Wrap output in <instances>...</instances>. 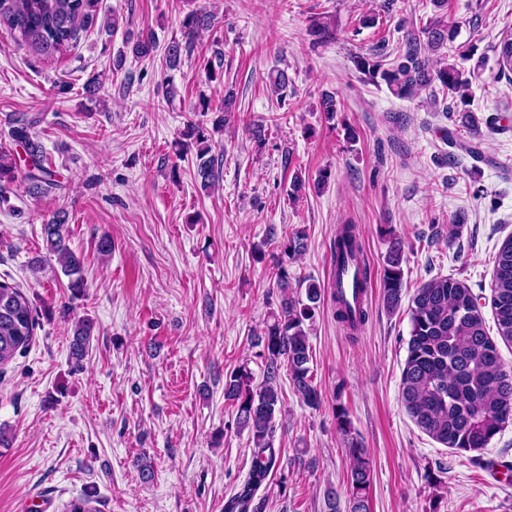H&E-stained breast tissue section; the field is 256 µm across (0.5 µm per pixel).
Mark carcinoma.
Returning <instances> with one entry per match:
<instances>
[{"mask_svg":"<svg viewBox=\"0 0 512 512\" xmlns=\"http://www.w3.org/2000/svg\"><path fill=\"white\" fill-rule=\"evenodd\" d=\"M99 0H0V28L11 38L44 58H53L77 42L79 32L97 17ZM213 15L190 11L181 27V38L165 49L166 60L177 66L182 56L190 54L201 32L212 27ZM336 22L316 17L307 28L310 45L326 44L336 39ZM454 24L442 17L432 20L420 32L407 31L398 42L394 58L378 46L367 54L354 57L356 69L375 85L385 84L401 99H413L423 90L441 89L451 103L443 108L453 118L454 128L444 139L467 153L473 160H484L481 127L502 131L501 117L490 114L478 118L469 109L472 74L438 52L456 38ZM498 78L512 82V31L500 42L497 55ZM320 111L327 121L341 111L335 96L321 97ZM38 114L24 113L12 120L11 137L23 153L0 152V182H12L22 176L32 193L43 194L59 186L57 172L46 165L42 145L35 128ZM184 136L198 144L195 177L203 190L219 179L215 157L205 129L189 124ZM306 229L296 227L282 244L274 261L272 276L281 292L278 312L266 323L256 346L262 348V381L254 383L249 368L242 365L224 379V397L236 402L238 427L248 431L253 444L248 476L237 492L224 503V512H262L263 501L256 500L257 490L279 465V449L274 437L279 426L282 391L280 370L288 368L294 392L303 403L317 408L322 394L314 385L310 362L312 350L307 323L312 321L324 292L309 284L304 294H288V260L301 255L307 247ZM66 217L56 214L43 225V244L62 274L68 277L71 299L82 296L86 283L83 262L69 247ZM362 245L356 226L342 225L333 242V259L338 268L357 266L355 302L337 290L332 295L334 315L339 323L358 329L368 319L363 297L371 286L372 273L361 261ZM403 248L394 240L387 251L380 273L384 306L398 308L404 289ZM491 308L498 336L512 342V237L499 248L491 278ZM410 339L402 372L401 397L414 423L434 441L457 451L485 449L503 428L512 423V369L501 359L497 345L489 336L478 296L463 282L452 277L434 278L418 288L410 307ZM38 314L22 289L6 279L0 280V369L26 352L34 340ZM95 324L88 317L72 322L69 357L72 368L81 371ZM337 429L346 450L350 494L346 504L333 492L325 497V512H369L368 490L372 466L367 449L353 435L348 412L336 407ZM96 495L86 492L72 499L66 512H99Z\"/></svg>","mask_w":512,"mask_h":512,"instance_id":"carcinoma-1","label":"carcinoma"}]
</instances>
